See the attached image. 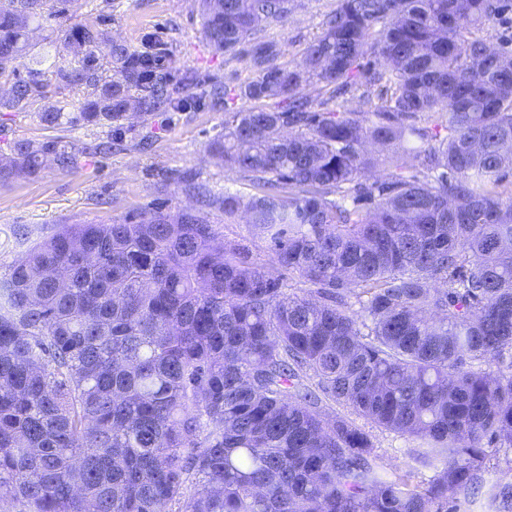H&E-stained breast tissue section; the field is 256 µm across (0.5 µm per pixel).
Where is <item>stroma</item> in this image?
Segmentation results:
<instances>
[{
    "mask_svg": "<svg viewBox=\"0 0 512 512\" xmlns=\"http://www.w3.org/2000/svg\"><path fill=\"white\" fill-rule=\"evenodd\" d=\"M68 22L111 19L114 38L139 48L144 36L166 42V65L178 78L192 77L190 96L195 107L154 113L146 125L130 118L121 131L109 134L99 127L48 128L35 112L0 114L6 140L57 138L81 149L79 169L42 170L33 179L0 183V270L9 269L35 243L67 224H108L146 211L162 209L176 214L190 211L215 224L227 238L250 241L258 259H267L264 241L254 238L249 224L224 220L222 207L207 206L188 195L182 179L193 176L212 197L224 193L252 194L241 173L228 170L210 154V143L224 132V115L249 107L242 97L214 102L207 94L210 81L236 87L253 74L242 54L214 51L201 24L200 0H69ZM336 0H294L284 26L268 30L285 62L299 61L306 46L317 38Z\"/></svg>",
    "mask_w": 512,
    "mask_h": 512,
    "instance_id": "35a3bbf8",
    "label": "stroma"
}]
</instances>
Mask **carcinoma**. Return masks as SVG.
Listing matches in <instances>:
<instances>
[{"instance_id": "cac0c4a2", "label": "carcinoma", "mask_w": 512, "mask_h": 512, "mask_svg": "<svg viewBox=\"0 0 512 512\" xmlns=\"http://www.w3.org/2000/svg\"><path fill=\"white\" fill-rule=\"evenodd\" d=\"M69 0H0V112L122 128L180 100L150 36L102 23L46 35ZM210 46L254 41V101L211 151L255 190L269 259L191 212L68 224L0 273V504L22 512H512L485 489L512 447V48L483 31L508 0H337L292 65L255 35L291 0H201ZM315 80L357 110H316ZM383 88L373 102L370 89ZM391 151L381 158L368 149ZM56 138L0 151V182L51 163ZM387 173H365L379 164ZM335 404L346 413H331ZM407 436L389 473L354 418ZM424 470L432 471L419 479ZM487 465L489 472L486 474L487 486L485 489L495 483L502 474L507 473L512 468V448H497L493 451Z\"/></svg>"}]
</instances>
